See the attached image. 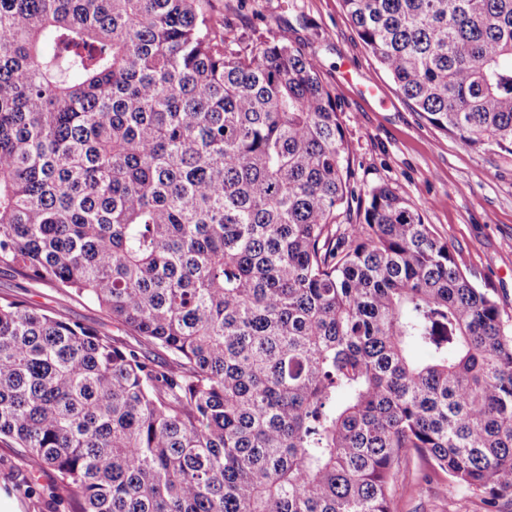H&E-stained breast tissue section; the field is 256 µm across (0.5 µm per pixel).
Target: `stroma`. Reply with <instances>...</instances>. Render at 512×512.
I'll return each mask as SVG.
<instances>
[{"label":"stroma","mask_w":512,"mask_h":512,"mask_svg":"<svg viewBox=\"0 0 512 512\" xmlns=\"http://www.w3.org/2000/svg\"><path fill=\"white\" fill-rule=\"evenodd\" d=\"M216 10L268 40L299 45L336 96L358 194L391 185L456 251L462 271L495 290L512 324V156L474 150L429 124L359 40L342 0H213ZM20 296L56 317L115 334L88 298L23 278L0 265V297ZM411 457L393 490L394 512H485L480 492L428 476ZM49 472H32L19 448L0 441V504L9 512H73Z\"/></svg>","instance_id":"35a3bbf8"}]
</instances>
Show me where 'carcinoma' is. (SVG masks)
<instances>
[{"mask_svg":"<svg viewBox=\"0 0 512 512\" xmlns=\"http://www.w3.org/2000/svg\"><path fill=\"white\" fill-rule=\"evenodd\" d=\"M343 2L431 125L512 155V0ZM0 265L140 343L0 298V438L73 512H393L414 455L512 502L494 289L356 194L311 59L211 0H0Z\"/></svg>","mask_w":512,"mask_h":512,"instance_id":"obj_1","label":"carcinoma"}]
</instances>
